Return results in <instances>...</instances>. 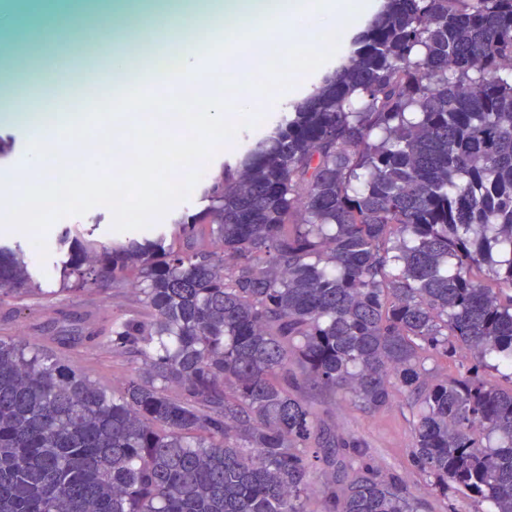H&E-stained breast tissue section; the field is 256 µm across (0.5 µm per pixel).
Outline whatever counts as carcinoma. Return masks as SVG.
<instances>
[{"label":"carcinoma","mask_w":512,"mask_h":512,"mask_svg":"<svg viewBox=\"0 0 512 512\" xmlns=\"http://www.w3.org/2000/svg\"><path fill=\"white\" fill-rule=\"evenodd\" d=\"M202 195L144 241L63 231L57 289L0 244L1 297L136 268L148 310L104 337L142 364L117 398L0 340V512H424L315 385L402 395L425 493L512 512V0H383Z\"/></svg>","instance_id":"obj_1"}]
</instances>
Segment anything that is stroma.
<instances>
[{
    "instance_id": "stroma-1",
    "label": "stroma",
    "mask_w": 512,
    "mask_h": 512,
    "mask_svg": "<svg viewBox=\"0 0 512 512\" xmlns=\"http://www.w3.org/2000/svg\"><path fill=\"white\" fill-rule=\"evenodd\" d=\"M335 65L336 58L331 55L310 67L289 93L280 96L273 112L267 113L257 125L240 130L233 140L223 145L207 164V171L219 170L223 163L237 160L244 145L265 135L288 112L290 105L304 98ZM68 227L94 230L96 238L105 243L144 236L140 230L114 231L112 213L104 206L93 207L81 216L59 220L46 234L47 258L35 257L33 260L41 272L44 287L52 289L59 285V275L52 267L59 253V236ZM146 317L139 293L128 281L110 285L105 290L90 286L58 297L31 296L22 301L5 297L0 299V339L34 344L53 359L84 372L98 387L116 396L137 366L126 356L113 353L101 338L109 334L115 321ZM78 327L97 334V341L72 339L71 333ZM305 398L322 418L335 424L337 430L365 441L376 463L385 471L403 476L412 495H424V481L410 454L413 434L410 415L403 403L367 414L341 394L323 388L307 390Z\"/></svg>"
}]
</instances>
